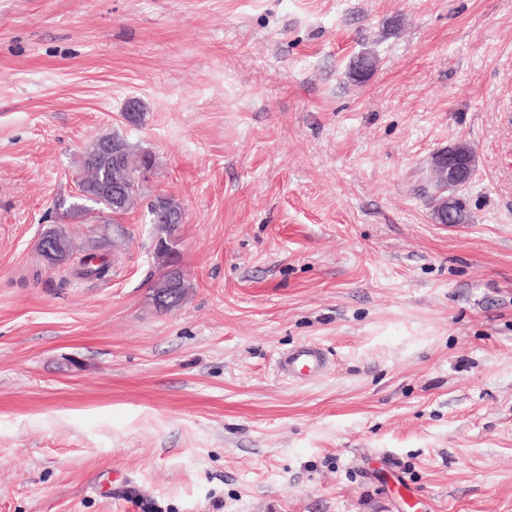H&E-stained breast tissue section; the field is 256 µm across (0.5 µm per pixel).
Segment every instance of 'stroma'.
Wrapping results in <instances>:
<instances>
[{
    "label": "stroma",
    "mask_w": 512,
    "mask_h": 512,
    "mask_svg": "<svg viewBox=\"0 0 512 512\" xmlns=\"http://www.w3.org/2000/svg\"><path fill=\"white\" fill-rule=\"evenodd\" d=\"M113 132L180 306L146 208L108 283L37 252ZM0 512H512V0H0ZM474 157L471 149L462 143L448 145L434 153L429 161L427 169L432 174V179H439L448 186V195L458 197V188L464 186L474 173ZM327 367L324 352L312 343L288 350L277 361V370L280 375L299 381L317 378L326 371Z\"/></svg>",
    "instance_id": "35a3bbf8"
}]
</instances>
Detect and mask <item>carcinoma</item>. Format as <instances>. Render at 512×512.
<instances>
[{"instance_id": "obj_1", "label": "carcinoma", "mask_w": 512, "mask_h": 512, "mask_svg": "<svg viewBox=\"0 0 512 512\" xmlns=\"http://www.w3.org/2000/svg\"><path fill=\"white\" fill-rule=\"evenodd\" d=\"M79 165L83 177L78 183V195L70 201L59 202L60 223L45 231L65 247L63 271L79 279L107 280L112 277V259L104 253L114 243L109 233L121 232L118 218L145 202L147 211L157 208L164 214V218L150 221L154 229L153 254L158 263V278L171 277L174 257L180 256V251L164 252L160 245L180 231L181 222L172 219L171 215L182 205L171 196L152 194L149 179H138L143 171L150 175L154 173L157 167L155 156L134 148L117 134H108L85 146ZM94 212L99 214L103 225L100 235L75 242L67 225L81 224Z\"/></svg>"}]
</instances>
